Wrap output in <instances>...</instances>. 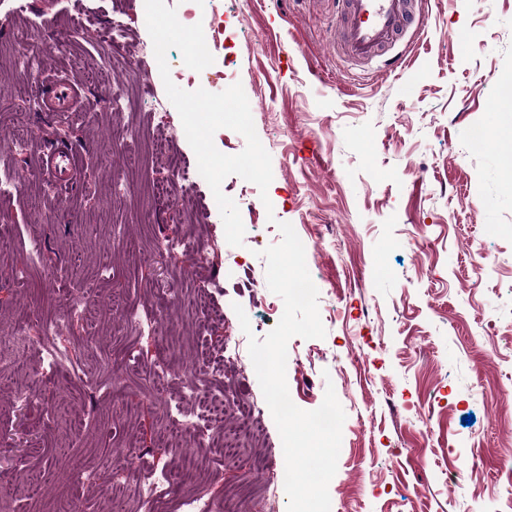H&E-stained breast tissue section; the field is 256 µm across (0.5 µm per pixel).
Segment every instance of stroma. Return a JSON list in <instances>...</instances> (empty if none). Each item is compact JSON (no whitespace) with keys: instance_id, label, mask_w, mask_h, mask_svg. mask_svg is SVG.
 <instances>
[{"instance_id":"35a3bbf8","label":"stroma","mask_w":512,"mask_h":512,"mask_svg":"<svg viewBox=\"0 0 512 512\" xmlns=\"http://www.w3.org/2000/svg\"><path fill=\"white\" fill-rule=\"evenodd\" d=\"M166 3L241 30L200 72L169 50L170 76L187 91L242 85L273 180L264 193L223 181L245 227L239 246L207 182L172 180L169 160L190 170L197 159L157 61L142 58L145 84L125 68L152 44L143 0H28L20 17L0 15V170L25 175L0 192V331L34 336L40 322H61L52 345L66 354L62 375L31 343L0 364V512H101L115 481L133 512L145 470L196 456L205 468L167 490L168 512L193 492L222 512L225 490L253 480L249 458L185 446L153 367L166 355L205 385L229 343L225 427H237L238 404H264L248 338L284 311L262 255L282 222L304 245L326 329L290 339L289 395L311 411L331 386L346 414L334 512H512V138L497 110L498 79L512 74V0H424L422 36L390 76L340 56L336 0ZM35 47L40 76L83 86L79 112L40 115L18 65ZM104 85L123 110L107 106ZM156 101L168 131L156 127ZM46 139L74 155L81 190L41 181ZM168 239L185 251L160 255ZM261 428L263 478L287 512L271 413ZM212 470L222 478L209 481Z\"/></svg>"}]
</instances>
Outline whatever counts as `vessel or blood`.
Wrapping results in <instances>:
<instances>
[{
    "instance_id": "obj_1",
    "label": "vessel or blood",
    "mask_w": 512,
    "mask_h": 512,
    "mask_svg": "<svg viewBox=\"0 0 512 512\" xmlns=\"http://www.w3.org/2000/svg\"><path fill=\"white\" fill-rule=\"evenodd\" d=\"M420 0H344L341 15V48L351 60L380 61L386 72L400 70L406 62L397 46L407 33L422 27ZM34 95L43 114L55 119L79 108L81 92L66 80L41 81ZM40 167L49 178L67 186H77L80 174L73 168L66 150L48 143L42 151Z\"/></svg>"
}]
</instances>
